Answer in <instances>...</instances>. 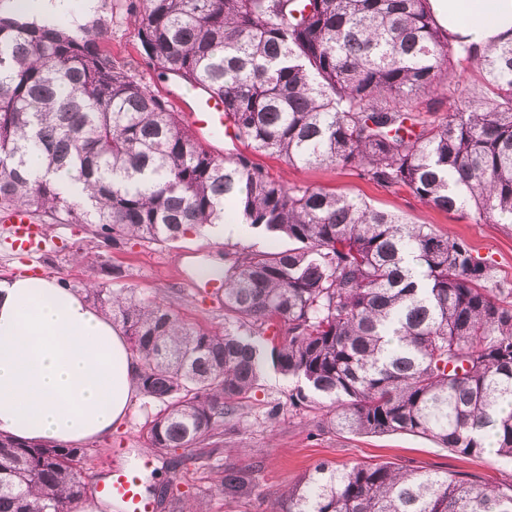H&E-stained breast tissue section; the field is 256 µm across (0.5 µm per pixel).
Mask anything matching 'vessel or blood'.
Returning a JSON list of instances; mask_svg holds the SVG:
<instances>
[{"mask_svg":"<svg viewBox=\"0 0 512 512\" xmlns=\"http://www.w3.org/2000/svg\"><path fill=\"white\" fill-rule=\"evenodd\" d=\"M169 100L184 110L195 133L203 140H223L232 138L231 126L224 123V104L202 88L185 92L175 80L169 81L165 89ZM0 220L10 224L18 246L26 248L32 242L36 230L32 220L21 211H12L0 215ZM140 478L132 472H114L111 479L103 484L106 495L120 499L129 512H152L154 504L143 498L139 491Z\"/></svg>","mask_w":512,"mask_h":512,"instance_id":"1","label":"vessel or blood"}]
</instances>
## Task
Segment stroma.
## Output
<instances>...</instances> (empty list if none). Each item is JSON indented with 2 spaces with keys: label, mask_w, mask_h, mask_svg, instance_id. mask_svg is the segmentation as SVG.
Masks as SVG:
<instances>
[{
  "label": "stroma",
  "mask_w": 512,
  "mask_h": 512,
  "mask_svg": "<svg viewBox=\"0 0 512 512\" xmlns=\"http://www.w3.org/2000/svg\"><path fill=\"white\" fill-rule=\"evenodd\" d=\"M139 0H95L83 23H97L113 60L132 63L136 80L160 92L163 78L141 56L138 39ZM254 162L271 176L292 184L334 189L358 197L374 208L398 215L412 224H430L439 232L464 239L480 257L496 267L502 287L512 288V224L479 221L474 212L431 209L409 190H389L333 166H290L267 154ZM92 224H47L30 249L13 248V237L0 223V280L13 277L55 278L76 292L91 285L134 288L138 297L170 305L184 322L207 330L224 328V307L203 293V266H223L225 251L246 246L284 250L287 239L265 234L215 236L211 228L188 233L160 245L132 241L120 247L105 245ZM122 272L112 279L109 268ZM297 380L266 370L255 400L243 403L235 418L234 434L225 436L222 457L255 469L257 490L237 503L225 502L216 491L215 471L188 470L165 462L145 445L144 427L160 408L158 402L135 396L124 420L110 435L93 440L97 453L93 473L113 470L139 472L142 484L153 490L171 488L181 501L206 500L209 512H275L289 486L322 461L389 462L407 470L448 472L464 479L500 486L512 484V461L485 453L462 457L431 440L409 434L353 435L328 429L322 410L293 407L289 395ZM276 416H268L270 406Z\"/></svg>",
  "instance_id": "35a3bbf8"
}]
</instances>
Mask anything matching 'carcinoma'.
Masks as SVG:
<instances>
[{"label": "carcinoma", "mask_w": 512, "mask_h": 512, "mask_svg": "<svg viewBox=\"0 0 512 512\" xmlns=\"http://www.w3.org/2000/svg\"><path fill=\"white\" fill-rule=\"evenodd\" d=\"M141 54L224 102L235 139L290 166L331 165L429 207L512 224V40L443 31L429 0H141ZM93 27L0 13V211L97 224L113 245L174 242L237 216L292 247L224 253V331L196 330L133 288L86 289L122 324L137 384L160 403L145 442L177 451L234 428L265 368L303 381L327 426L403 433L512 459V289L431 224L214 154L161 96L112 62ZM481 72L460 108L451 60ZM67 181L85 196L61 189ZM94 448L0 434V512H76ZM217 492L252 496L224 464ZM275 512H512V486L389 463L323 461Z\"/></svg>", "instance_id": "cac0c4a2"}]
</instances>
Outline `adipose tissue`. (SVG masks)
Listing matches in <instances>:
<instances>
[{
	"mask_svg": "<svg viewBox=\"0 0 512 512\" xmlns=\"http://www.w3.org/2000/svg\"><path fill=\"white\" fill-rule=\"evenodd\" d=\"M439 24L466 42L512 37V0H430ZM138 372L122 333L47 277L0 282V433L71 445L125 418Z\"/></svg>",
	"mask_w": 512,
	"mask_h": 512,
	"instance_id": "adipose-tissue-1",
	"label": "adipose tissue"
}]
</instances>
